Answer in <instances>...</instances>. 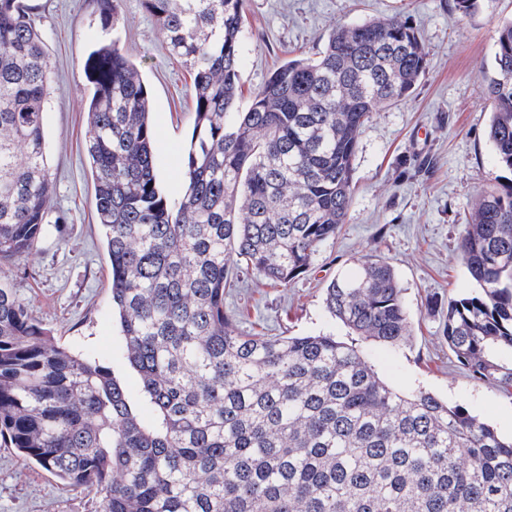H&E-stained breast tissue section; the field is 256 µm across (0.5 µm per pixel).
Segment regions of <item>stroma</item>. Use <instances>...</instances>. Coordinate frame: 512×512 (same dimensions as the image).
I'll return each mask as SVG.
<instances>
[{"mask_svg":"<svg viewBox=\"0 0 512 512\" xmlns=\"http://www.w3.org/2000/svg\"><path fill=\"white\" fill-rule=\"evenodd\" d=\"M54 66L44 114L54 190L33 253L7 264L5 279L56 341L109 366L135 413L152 424L137 372L125 356L110 293V264L94 217L91 168L83 150L88 90L83 72L91 48L117 41L151 92L154 158L168 201L184 192L180 177L194 114L190 79L170 54L143 0H119L118 21L104 26L96 0H28ZM241 45L245 91L261 86L288 58L318 52L332 27L401 15L421 32L426 71L406 100L379 112L362 129L354 160L353 204L346 224L326 242L311 271L275 287L241 276L225 289L224 308L247 334H330L348 329L326 310V285L359 258L389 262L405 288L413 336L401 350L366 342L379 377L400 391L429 390L462 405L503 436L512 435V394L473 382L454 363L442 335L448 300L471 290L458 259V231L480 189L512 183L488 139L491 104L480 78L499 29L512 21V0H483L462 16L455 0H247ZM91 491H71L49 474L25 467L0 447V512H96Z\"/></svg>","mask_w":512,"mask_h":512,"instance_id":"stroma-1","label":"stroma"}]
</instances>
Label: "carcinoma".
Returning <instances> with one entry per match:
<instances>
[{
	"label": "carcinoma",
	"mask_w": 512,
	"mask_h": 512,
	"mask_svg": "<svg viewBox=\"0 0 512 512\" xmlns=\"http://www.w3.org/2000/svg\"><path fill=\"white\" fill-rule=\"evenodd\" d=\"M191 80L184 194L161 193L149 92L116 42L87 56L84 150L126 359L157 413L79 357L0 283V440L97 512H512V438L426 391L398 392L331 335H245L224 311L236 270L288 287L347 222L363 126L427 66L406 19L339 24L241 108L246 0H143ZM53 65L25 0H0V266L32 253L51 191L43 114ZM488 138L512 171V22L498 31ZM458 252L476 289L444 339L475 382L512 389V184L481 191ZM327 311L393 349L412 322L388 262L325 288Z\"/></svg>",
	"instance_id": "1"
}]
</instances>
